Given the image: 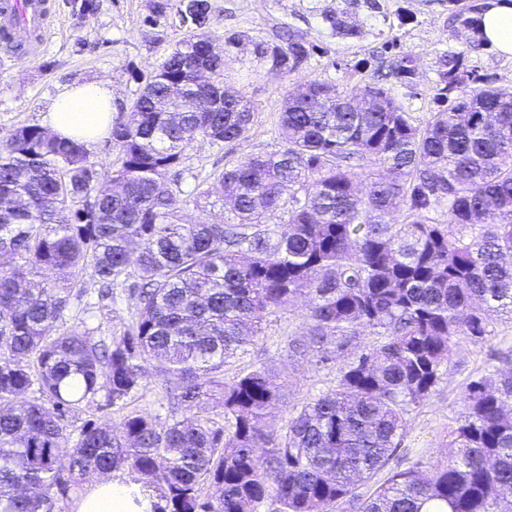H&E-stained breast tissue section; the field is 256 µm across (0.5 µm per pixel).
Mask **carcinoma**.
<instances>
[{"instance_id": "1", "label": "carcinoma", "mask_w": 512, "mask_h": 512, "mask_svg": "<svg viewBox=\"0 0 512 512\" xmlns=\"http://www.w3.org/2000/svg\"><path fill=\"white\" fill-rule=\"evenodd\" d=\"M202 2L112 120L105 182L77 139L28 125L0 143V512H63L85 475L123 468L150 491V512H255L268 500L277 512H512V369L466 384L448 460L424 470L400 455L411 407L461 342L489 341L492 316H512V90L476 85L448 55L439 96L455 104L416 125L382 87L311 80L284 99L283 149L218 174L224 220L189 222L170 172L193 140L232 142L253 122L229 53L207 55L216 36ZM362 3L379 8L346 0L324 20L357 37L349 11ZM154 11L184 7L155 0ZM454 17L484 44L477 18ZM255 53L291 72L310 50L290 33ZM394 73L411 81L413 57ZM442 206L446 220L427 216ZM88 272L97 308L130 297L134 321L99 340L82 319L49 334ZM298 304L306 331L288 355L343 363L275 429L266 417L285 384L272 361L230 380L224 367L267 315ZM147 364L188 415L73 425L101 393L124 402Z\"/></svg>"}]
</instances>
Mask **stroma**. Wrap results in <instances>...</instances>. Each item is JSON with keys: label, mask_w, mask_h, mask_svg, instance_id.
<instances>
[{"label": "stroma", "mask_w": 512, "mask_h": 512, "mask_svg": "<svg viewBox=\"0 0 512 512\" xmlns=\"http://www.w3.org/2000/svg\"><path fill=\"white\" fill-rule=\"evenodd\" d=\"M337 0H210L212 29L220 38L239 34L231 47L235 59L233 82L255 109L250 131L241 139L216 145L198 140L187 149L179 166L185 199L184 215H199L196 186L200 179L249 156L280 150L278 115L292 91L317 79L346 89L378 80V58L393 61L414 57L411 83L382 79L391 95L418 121L443 109L437 83L445 54L462 56L481 84L512 89V55L487 47L474 48L469 33L451 20L453 9L467 12L482 0H379V10L357 8L352 16L361 35L343 38L324 21L325 11ZM52 36L40 56L29 58L0 41V139L17 127L42 125L43 111L59 85L99 78L112 84L118 109L136 97L138 80L148 77L185 36L172 18L156 16L154 0H53ZM294 31L310 49L308 59L289 73L272 71L258 59L255 45L277 43L280 34ZM496 334L484 344H462L429 400L411 409L403 446L409 462L429 466L448 456V432L462 412L461 391L469 378L492 371L493 350L512 352V320L496 319ZM302 309L293 307L266 317L262 331L241 359L227 367L233 377L251 364L275 359L280 376L289 384L287 405L272 409L269 421L280 424L287 406L302 405L327 390L336 378L337 362L317 363L315 357H288V337L301 333ZM127 409L158 420L172 415L164 383L148 376Z\"/></svg>", "instance_id": "1"}]
</instances>
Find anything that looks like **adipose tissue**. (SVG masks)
<instances>
[{
    "label": "adipose tissue",
    "mask_w": 512,
    "mask_h": 512,
    "mask_svg": "<svg viewBox=\"0 0 512 512\" xmlns=\"http://www.w3.org/2000/svg\"><path fill=\"white\" fill-rule=\"evenodd\" d=\"M479 19L486 44L512 55V0H485ZM113 117L112 85L100 79L61 86L44 114L52 132L88 144L110 134ZM133 490L109 478L95 480L74 512H143L132 500Z\"/></svg>",
    "instance_id": "ef3b65f1"
}]
</instances>
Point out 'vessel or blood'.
I'll return each instance as SVG.
<instances>
[{
  "mask_svg": "<svg viewBox=\"0 0 512 512\" xmlns=\"http://www.w3.org/2000/svg\"><path fill=\"white\" fill-rule=\"evenodd\" d=\"M50 0H0V40L38 56L50 36Z\"/></svg>",
  "mask_w": 512,
  "mask_h": 512,
  "instance_id": "b4317fda",
  "label": "vessel or blood"
}]
</instances>
